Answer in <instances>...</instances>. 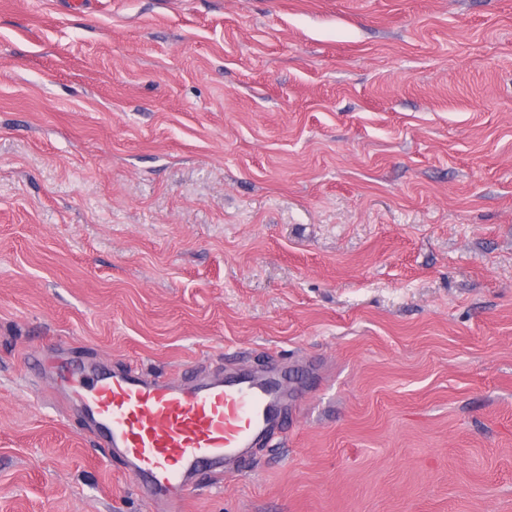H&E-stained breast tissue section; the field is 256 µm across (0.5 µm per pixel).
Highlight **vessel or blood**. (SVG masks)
I'll return each mask as SVG.
<instances>
[{
    "instance_id": "vessel-or-blood-1",
    "label": "vessel or blood",
    "mask_w": 512,
    "mask_h": 512,
    "mask_svg": "<svg viewBox=\"0 0 512 512\" xmlns=\"http://www.w3.org/2000/svg\"><path fill=\"white\" fill-rule=\"evenodd\" d=\"M74 385L99 444L165 512H185L202 475L250 462L254 448L284 432V405L300 396L279 361L189 378L83 365Z\"/></svg>"
}]
</instances>
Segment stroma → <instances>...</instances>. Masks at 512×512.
Wrapping results in <instances>:
<instances>
[{
	"instance_id": "stroma-1",
	"label": "stroma",
	"mask_w": 512,
	"mask_h": 512,
	"mask_svg": "<svg viewBox=\"0 0 512 512\" xmlns=\"http://www.w3.org/2000/svg\"><path fill=\"white\" fill-rule=\"evenodd\" d=\"M70 2L0 0V512H161L71 366L274 359L186 512H512V0Z\"/></svg>"
}]
</instances>
